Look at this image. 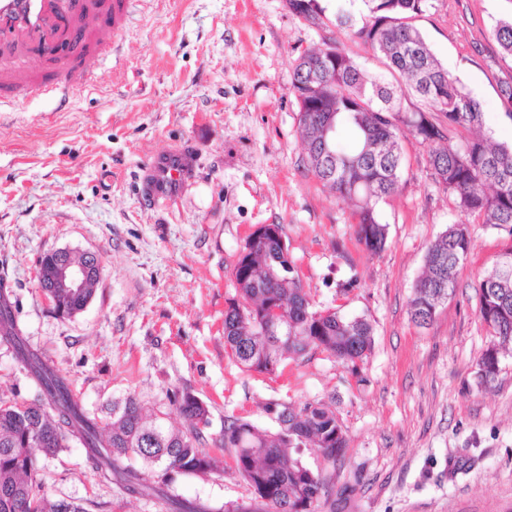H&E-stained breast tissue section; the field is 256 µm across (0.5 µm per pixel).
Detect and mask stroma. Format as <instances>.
I'll return each instance as SVG.
<instances>
[{
  "mask_svg": "<svg viewBox=\"0 0 512 512\" xmlns=\"http://www.w3.org/2000/svg\"><path fill=\"white\" fill-rule=\"evenodd\" d=\"M512 0H432L413 24L487 115L486 131L512 142L504 91L512 58L495 39ZM335 38L391 82L373 52L334 26L317 28L286 0H127L112 51H67L90 74L66 105L17 89L0 106V285L26 344L66 378L90 415L135 394L167 426L184 420L173 399L190 391L209 407L206 439L240 416L276 430L266 407L321 402L348 447L336 464L313 448L299 458L349 487L320 512H512V355L491 387L478 360L493 338L478 317L482 271L512 234L453 209L434 180L428 148L401 130L400 187L379 208L385 249L356 239L350 206L309 171L291 91L299 55ZM186 150L193 174L175 202L138 191L137 173L167 149ZM283 228L288 254L316 308L366 317L374 346L352 375L322 350L272 374L243 369L224 342L233 268L247 235ZM470 230L454 294L432 322L409 316L429 244L449 225ZM93 252L101 276L87 308L56 314L37 286L38 261ZM40 387L0 342V395L38 398ZM54 500L88 512H175L173 500L224 512L252 503L232 467L179 475L168 499L135 494L85 460L81 445L38 454Z\"/></svg>",
  "mask_w": 512,
  "mask_h": 512,
  "instance_id": "1",
  "label": "stroma"
}]
</instances>
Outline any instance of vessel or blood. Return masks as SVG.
Listing matches in <instances>:
<instances>
[{
	"instance_id": "b4317fda",
	"label": "vessel or blood",
	"mask_w": 512,
	"mask_h": 512,
	"mask_svg": "<svg viewBox=\"0 0 512 512\" xmlns=\"http://www.w3.org/2000/svg\"><path fill=\"white\" fill-rule=\"evenodd\" d=\"M58 0H0V57L9 59L28 50L51 47L50 17ZM125 18L123 0H68L60 26L77 44L104 46L114 39ZM75 72L71 61L60 60L51 78L37 83L36 91L69 98ZM191 159L185 150L172 149L154 155L141 168V190L153 201L174 200L191 174Z\"/></svg>"
}]
</instances>
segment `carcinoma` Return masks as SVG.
<instances>
[{"instance_id": "1", "label": "carcinoma", "mask_w": 512, "mask_h": 512, "mask_svg": "<svg viewBox=\"0 0 512 512\" xmlns=\"http://www.w3.org/2000/svg\"><path fill=\"white\" fill-rule=\"evenodd\" d=\"M367 13L341 6L334 13L336 27L373 50L381 63L422 101L425 108L404 107L397 89L361 66L339 47L336 68L328 85L336 100L328 111H312L301 84L323 49L305 51L295 67L291 90L299 106V134L308 167L324 185L353 208L356 239L370 253L381 252L387 225L378 204L400 185L403 156L401 128L410 130L428 147L435 183L452 198L454 208L476 214L483 223L512 234V145L496 143L483 133L485 115L478 102L433 54L410 19L423 13L430 0H362ZM496 40L512 58V20L498 23ZM439 112L446 123L431 120ZM469 136L453 142V131ZM283 232L251 233L234 269L238 298L224 310V341L233 357L249 371L271 374L288 357L320 349L360 375L359 363L373 346L372 324L363 316H347L335 309L314 308L293 265L281 247ZM470 234L454 224L427 248L423 272L410 302V318L434 319L445 297L454 293L456 271L467 258ZM79 297L56 293L54 310L62 317L90 302L101 262ZM272 306L282 308L288 332L281 333L267 319ZM478 316L496 341L481 354L479 383L491 385L499 372V357L512 350V247L501 253L479 285ZM11 345L18 361L40 385V398L31 403L0 398V512H87L73 500H50L37 478L35 450L56 454L78 440L86 460L107 480L115 479L145 495H164L173 475L199 476L224 471L223 457L253 490L252 512H318L329 496L332 476L302 463L294 451L312 447L325 460L336 461L347 448L344 430L334 412L322 403H308L296 411L285 402L272 403L278 430H262L243 417L224 420L213 440L221 455L205 448L199 425L209 424V409L189 391L174 400L190 422L187 431L169 428L164 419L148 414L133 395L112 402L109 417H90L68 383L53 366L28 349L22 339L6 292L0 288V341ZM139 458L144 469L125 464Z\"/></svg>"}]
</instances>
